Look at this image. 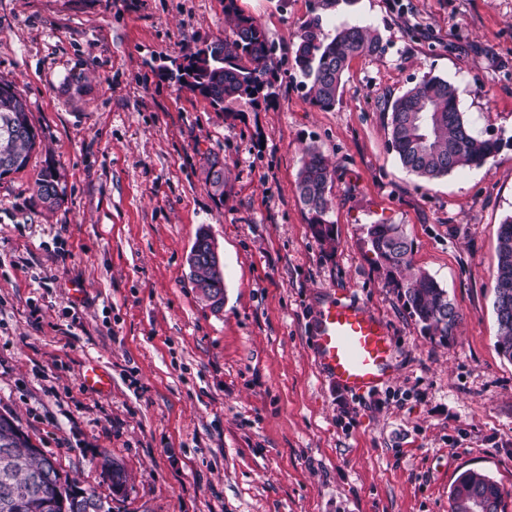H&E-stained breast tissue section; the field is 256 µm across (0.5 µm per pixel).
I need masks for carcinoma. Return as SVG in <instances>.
I'll return each mask as SVG.
<instances>
[{"mask_svg": "<svg viewBox=\"0 0 512 512\" xmlns=\"http://www.w3.org/2000/svg\"><path fill=\"white\" fill-rule=\"evenodd\" d=\"M224 13L234 19L231 32L187 54L186 73L170 75L178 89L202 97L217 112L224 111L227 99L273 96V47L265 30L255 18L241 13L237 0H224ZM380 48V35L367 27H344L329 39L322 32L321 17L305 22L294 62L311 82V104L322 110L332 108L349 61ZM387 128L402 166L427 181L480 167L498 150L497 142L473 134L460 110L457 88L438 76L422 80L387 106ZM41 143L26 100L13 82L0 77V181L24 171L31 152ZM201 172L210 198L224 204V158L216 153L204 155ZM333 182L334 171L321 151L307 147L298 173V196L314 233L332 243L335 239L328 213ZM64 192L54 166L49 164L39 172L34 193L46 209L58 206ZM367 238L385 284L403 300L422 333L440 344L453 342L463 314L434 278L412 271L411 244L402 228L372 224ZM193 246L198 252L191 271L195 286L205 289L200 298L219 311L224 305V277L207 259L210 247L204 230H199ZM493 305L498 321L497 349L512 361V215L498 231ZM32 447V439L22 431L17 417L0 412V512H85L73 508L76 482L62 475L56 460L30 452ZM112 466L115 470L108 480L115 494L127 484V473L115 460ZM470 496L481 498L487 512H508L509 493L480 470L467 469L458 475L449 492L450 512H461Z\"/></svg>", "mask_w": 512, "mask_h": 512, "instance_id": "carcinoma-1", "label": "carcinoma"}]
</instances>
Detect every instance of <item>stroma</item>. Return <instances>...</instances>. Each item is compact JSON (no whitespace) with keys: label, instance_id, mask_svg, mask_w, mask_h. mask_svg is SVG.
Masks as SVG:
<instances>
[{"label":"stroma","instance_id":"obj_1","mask_svg":"<svg viewBox=\"0 0 512 512\" xmlns=\"http://www.w3.org/2000/svg\"><path fill=\"white\" fill-rule=\"evenodd\" d=\"M275 47L269 104L217 112L161 73L229 25L224 0H0V76L43 142L0 181V411L112 512H449L474 468L512 493V362L496 348L498 228L512 214V0H237ZM367 26L383 50L350 60L335 107L294 64L302 24ZM87 91L74 96L72 77ZM458 89L494 160L426 181L393 150L384 107L424 76ZM335 170L313 233L296 192L304 149ZM229 168L223 204L201 158ZM65 196H33L46 164ZM397 224L412 264L464 317L454 344L422 334L373 262L372 224ZM224 267V307L199 298V229ZM350 296L390 326L393 379L366 396L320 376L317 305ZM112 376L81 381L88 361ZM129 476L113 496L101 454ZM82 383L89 389L106 391L112 386V377L98 363L92 361L85 366Z\"/></svg>","mask_w":512,"mask_h":512}]
</instances>
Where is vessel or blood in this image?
<instances>
[{"label":"vessel or blood","instance_id":"obj_1","mask_svg":"<svg viewBox=\"0 0 512 512\" xmlns=\"http://www.w3.org/2000/svg\"><path fill=\"white\" fill-rule=\"evenodd\" d=\"M312 353L320 374L342 390L363 395L387 384L395 370V345L387 322L365 303L329 298L318 308ZM83 384L105 391L111 375L89 362Z\"/></svg>","mask_w":512,"mask_h":512}]
</instances>
